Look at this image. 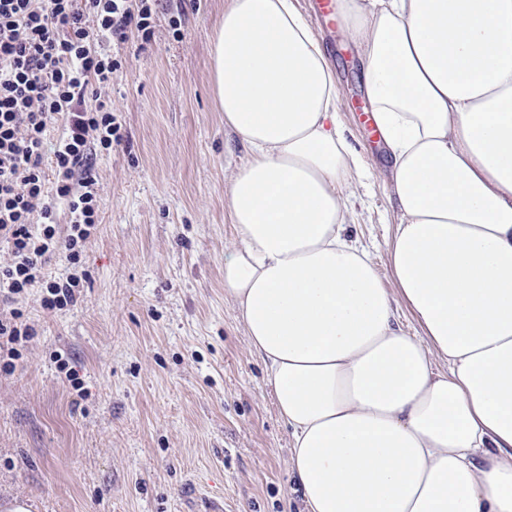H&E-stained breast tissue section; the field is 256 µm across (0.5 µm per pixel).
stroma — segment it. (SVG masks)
<instances>
[{
	"instance_id": "obj_1",
	"label": "stroma",
	"mask_w": 512,
	"mask_h": 512,
	"mask_svg": "<svg viewBox=\"0 0 512 512\" xmlns=\"http://www.w3.org/2000/svg\"><path fill=\"white\" fill-rule=\"evenodd\" d=\"M226 0H158L153 34L105 90L123 140L98 157L100 222L75 305L22 303L35 328L0 372V506L28 512H303L273 387L224 300L225 176L249 155L216 112L213 29ZM339 117L378 180L360 188L356 236L381 277L398 222L367 129L358 50L318 25ZM74 362L78 395L56 363Z\"/></svg>"
}]
</instances>
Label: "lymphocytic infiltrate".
Masks as SVG:
<instances>
[{
    "mask_svg": "<svg viewBox=\"0 0 512 512\" xmlns=\"http://www.w3.org/2000/svg\"><path fill=\"white\" fill-rule=\"evenodd\" d=\"M156 0H0V369L11 371L33 336L20 299L39 289L43 309L74 305L77 275L55 280L44 256L81 262L99 222L98 155L120 144L122 125L105 97L121 47L149 39ZM69 224L60 227L58 214Z\"/></svg>",
    "mask_w": 512,
    "mask_h": 512,
    "instance_id": "obj_1",
    "label": "lymphocytic infiltrate"
}]
</instances>
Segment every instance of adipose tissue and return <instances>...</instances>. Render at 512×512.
<instances>
[{
	"mask_svg": "<svg viewBox=\"0 0 512 512\" xmlns=\"http://www.w3.org/2000/svg\"><path fill=\"white\" fill-rule=\"evenodd\" d=\"M336 19L388 152L391 281L351 234L374 174L312 21L228 0L210 82L251 158L227 177L224 299L306 512H512V0H336Z\"/></svg>",
	"mask_w": 512,
	"mask_h": 512,
	"instance_id": "1",
	"label": "adipose tissue"
}]
</instances>
